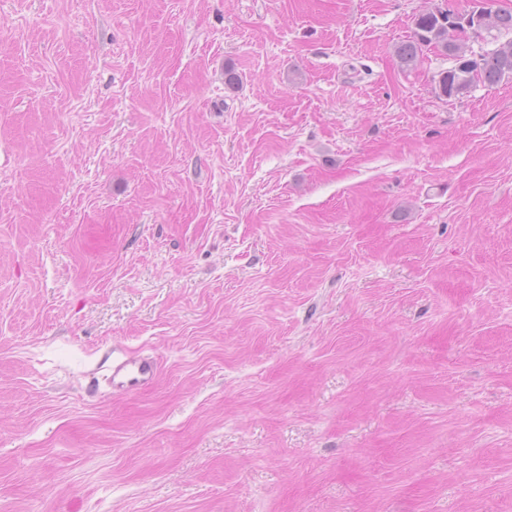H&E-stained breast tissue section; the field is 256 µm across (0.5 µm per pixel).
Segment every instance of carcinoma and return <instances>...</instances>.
<instances>
[{
  "label": "carcinoma",
  "mask_w": 512,
  "mask_h": 512,
  "mask_svg": "<svg viewBox=\"0 0 512 512\" xmlns=\"http://www.w3.org/2000/svg\"><path fill=\"white\" fill-rule=\"evenodd\" d=\"M466 28L477 34L482 30L512 33V10L492 13L477 2L461 15L439 9L419 14L412 33L395 46L394 54L407 67L414 66L428 47L451 57L454 65L439 74L435 86L437 95L447 99L468 96L478 83L493 86L512 77V40L476 55L458 37Z\"/></svg>",
  "instance_id": "cac0c4a2"
}]
</instances>
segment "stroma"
<instances>
[{
	"label": "stroma",
	"instance_id": "obj_1",
	"mask_svg": "<svg viewBox=\"0 0 512 512\" xmlns=\"http://www.w3.org/2000/svg\"><path fill=\"white\" fill-rule=\"evenodd\" d=\"M471 6L0 0V512H512V79L393 52ZM157 362L150 357L126 356L112 360V371L108 378L113 392L137 393L153 383L157 376Z\"/></svg>",
	"mask_w": 512,
	"mask_h": 512
}]
</instances>
